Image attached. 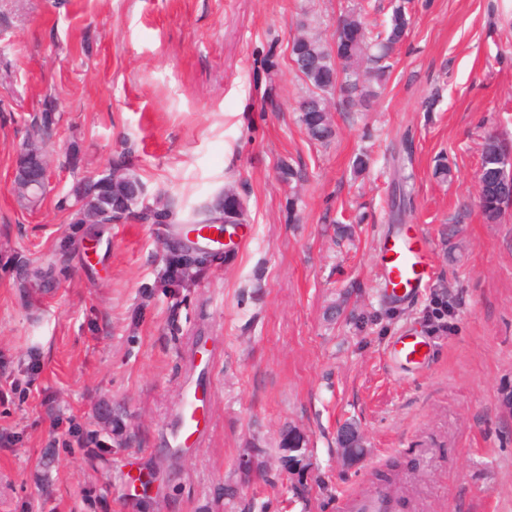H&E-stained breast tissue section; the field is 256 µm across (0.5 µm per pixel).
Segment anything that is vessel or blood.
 I'll list each match as a JSON object with an SVG mask.
<instances>
[{
    "label": "vessel or blood",
    "instance_id": "1",
    "mask_svg": "<svg viewBox=\"0 0 512 512\" xmlns=\"http://www.w3.org/2000/svg\"><path fill=\"white\" fill-rule=\"evenodd\" d=\"M381 267L388 296H412L426 288L431 274V255L424 241L402 232L388 238L380 249ZM425 343L415 336H400L394 343V353L407 363L418 362ZM197 392H187L179 406L180 433L184 439H199L204 429L199 418ZM344 512H392L393 498L389 490L380 488L362 498L354 492L341 497Z\"/></svg>",
    "mask_w": 512,
    "mask_h": 512
}]
</instances>
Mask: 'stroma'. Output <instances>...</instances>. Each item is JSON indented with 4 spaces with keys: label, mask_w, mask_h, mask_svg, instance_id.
I'll return each mask as SVG.
<instances>
[{
    "label": "stroma",
    "mask_w": 512,
    "mask_h": 512,
    "mask_svg": "<svg viewBox=\"0 0 512 512\" xmlns=\"http://www.w3.org/2000/svg\"><path fill=\"white\" fill-rule=\"evenodd\" d=\"M356 2L0 0V431L19 437L0 451V512H132L127 472L143 464L161 492L142 512H342L341 495L371 492L392 461L395 512H512V205L489 224L478 203L486 136L512 140V0H414L383 97L366 112L334 102L336 134L318 143L298 120L292 42H331ZM267 55L268 75L255 69ZM48 98L52 189L26 209L12 171ZM74 145L85 174L131 148L147 199L184 212L222 189L241 200L233 249L185 302L143 293L163 227H69L57 200ZM284 162L298 181L281 180ZM441 162L453 179L435 176ZM402 224L433 271L397 301L379 251ZM23 261L53 262V280L23 287ZM403 334L425 340L423 363L395 357ZM194 388L206 433L184 447L177 407ZM116 405L127 451L88 458L79 436L111 440ZM347 420L368 448L355 467L336 453ZM288 424L313 457L308 503L273 464L225 500L242 450H276Z\"/></svg>",
    "instance_id": "1"
}]
</instances>
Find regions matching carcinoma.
I'll use <instances>...</instances> for the list:
<instances>
[{
  "label": "carcinoma",
  "instance_id": "1",
  "mask_svg": "<svg viewBox=\"0 0 512 512\" xmlns=\"http://www.w3.org/2000/svg\"><path fill=\"white\" fill-rule=\"evenodd\" d=\"M365 13L363 5L347 10L337 22V37L332 46L314 35H302L292 43V60L308 86L306 97L299 103V120L313 140L326 142L334 133L331 113L327 112L331 95H338L351 108L367 111L386 90L393 68L390 58L412 24L411 14L406 4L393 5L383 30L373 34L367 31ZM59 121L53 101L47 100L33 116L32 125L39 128L42 140L47 142L56 133ZM510 155L512 146L508 142L492 134L487 136L482 153L483 187L479 200L482 215L490 224L498 222L503 206L512 201V164H505ZM111 169L118 173L112 183L89 176L72 184L60 201L63 207L79 206L70 224H89L92 218L103 213L107 214L108 221L133 215L143 224L169 225L174 237L188 224L224 231V225L212 224L216 214L224 215L225 220L235 224L242 223L243 207L233 193L214 196L183 219L171 200L146 201L143 183L128 168L127 153L114 157ZM210 266V262L195 255L188 247H171L169 260L157 273L153 288L177 298L189 283L176 276L173 268L178 267L182 272L198 277ZM89 438L94 444L92 448H85L89 458L112 454V448L99 438L98 432H90Z\"/></svg>",
  "mask_w": 512,
  "mask_h": 512
}]
</instances>
